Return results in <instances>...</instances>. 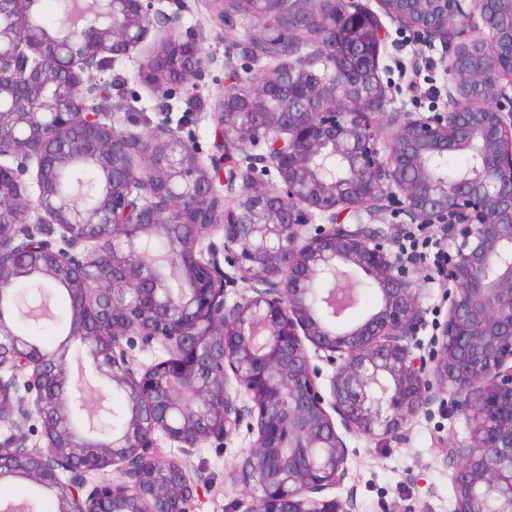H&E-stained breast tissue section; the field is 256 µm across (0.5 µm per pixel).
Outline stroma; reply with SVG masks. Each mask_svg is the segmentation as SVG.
Here are the masks:
<instances>
[{"mask_svg":"<svg viewBox=\"0 0 512 512\" xmlns=\"http://www.w3.org/2000/svg\"><path fill=\"white\" fill-rule=\"evenodd\" d=\"M182 13V29L197 32L207 63L199 79V91L183 90L170 100H162L147 84L140 82V63L152 50L156 38H148L128 57L119 59L101 72L106 88L105 110L117 128L135 133L156 120L158 113H168L171 125H178L187 105H194V130L202 149L213 143L215 110L213 96L223 85L226 61H233L240 71L256 75L272 69V61L255 62L245 58L244 46L249 31L242 17L217 26L206 0H187ZM389 38L381 53V77L389 86L393 106H405L412 112H426L438 103L446 77L437 64L440 48H427L416 36L388 25ZM413 270L425 278L423 306L425 326L418 341L429 348L433 336L448 316V288L432 261L416 262ZM463 440L468 428L462 416L449 414L447 407L432 406L410 425L404 445H373L361 438L349 441L348 476L336 496L355 492L359 512H389L392 502L409 505L412 512H452L454 493L451 469L439 460V440L445 436ZM252 437L240 432L228 439L222 450L209 447L184 455L168 440L160 445L165 455L181 460L189 473H203L209 488L202 493L197 512H242L240 488L233 479L235 466L248 452Z\"/></svg>","mask_w":512,"mask_h":512,"instance_id":"stroma-1","label":"stroma"}]
</instances>
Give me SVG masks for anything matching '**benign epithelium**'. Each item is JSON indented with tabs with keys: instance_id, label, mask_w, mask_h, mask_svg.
Returning a JSON list of instances; mask_svg holds the SVG:
<instances>
[{
	"instance_id": "1",
	"label": "benign epithelium",
	"mask_w": 512,
	"mask_h": 512,
	"mask_svg": "<svg viewBox=\"0 0 512 512\" xmlns=\"http://www.w3.org/2000/svg\"><path fill=\"white\" fill-rule=\"evenodd\" d=\"M160 2L95 0L53 37L29 21L38 0H0L13 18L0 25V125L13 130L0 136V315L31 267L84 296L67 340L129 401L120 439L61 425L70 403L47 397L69 382L68 360L0 330V481L64 482L56 512H196L208 478L162 455L158 436L221 449L245 427L244 512H357L354 495H330L348 438L401 444L446 403L469 424L465 440L440 441L454 512H498L486 500L504 482L512 501V464L486 465L512 455V0H376L377 13L364 0H256L271 5L251 11L257 33L288 55L222 87L207 152L164 112L132 133L101 111L97 73L153 30L142 82L171 97L200 76L198 36ZM210 2L221 25L243 13L242 0ZM282 10L300 27H277ZM381 14L447 48L429 113L386 110ZM246 114L261 125L245 130ZM453 156L466 165L450 178ZM79 165L97 177L89 203L60 190ZM389 211L448 243V318L425 354L420 281L375 223ZM177 225L183 287L141 288L146 244ZM344 269L377 294L355 322L341 317ZM156 345L166 358L135 363ZM316 359L334 368L325 387Z\"/></svg>"
}]
</instances>
